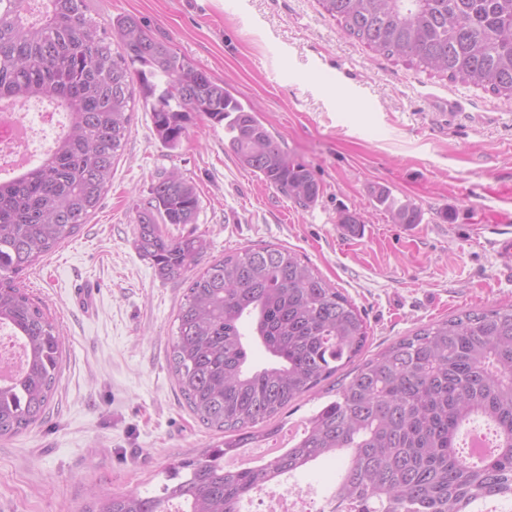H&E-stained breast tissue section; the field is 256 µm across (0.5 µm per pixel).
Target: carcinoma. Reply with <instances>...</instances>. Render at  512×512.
Masks as SVG:
<instances>
[{
  "label": "carcinoma",
  "instance_id": "carcinoma-1",
  "mask_svg": "<svg viewBox=\"0 0 512 512\" xmlns=\"http://www.w3.org/2000/svg\"><path fill=\"white\" fill-rule=\"evenodd\" d=\"M29 2L0 0V103L46 100L67 122L39 165L0 180V327L22 348L20 367L0 379V438L41 421L59 379L63 336L27 274L98 207L136 100L165 146L177 147L193 121L222 123L240 163L264 182L302 207L320 192L253 108L136 18L119 17L101 33L87 0H41L36 16ZM320 2L372 50L512 98V0ZM374 198L395 223H421V211L389 190ZM199 206L195 186L175 171L136 204L138 248L159 277L201 264L204 236L162 228L193 223ZM246 321L269 357L261 369L247 366ZM175 323L179 392L224 439L171 465L154 493L94 491L91 512H239L273 479L335 457L345 463L328 512H480L488 500H512V305L431 322L356 366L291 446L250 470L225 459L276 436L283 409L355 362L369 340L363 316L296 252L264 245L207 262ZM477 420L497 445L475 460L463 440Z\"/></svg>",
  "mask_w": 512,
  "mask_h": 512
}]
</instances>
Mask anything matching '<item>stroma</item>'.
<instances>
[{"instance_id": "stroma-1", "label": "stroma", "mask_w": 512, "mask_h": 512, "mask_svg": "<svg viewBox=\"0 0 512 512\" xmlns=\"http://www.w3.org/2000/svg\"><path fill=\"white\" fill-rule=\"evenodd\" d=\"M104 27L132 16L251 105L320 185L295 204L241 165L223 126L197 123L179 146L136 109L112 185L80 232L42 258L29 290L64 336L42 422L0 439V512H85L92 488H157L172 463L219 439L188 410L170 369L187 276L160 278L138 249L135 205L160 174L197 189L209 258L291 249L358 307L367 357L436 320L512 304V272L491 241L511 204L482 191L483 170L512 181V100L415 71L344 35L318 0H88ZM384 187L418 206L397 224ZM358 215L360 233L339 217ZM376 202L388 211L397 224H418L422 221L421 211L411 202H401L391 195L385 188L375 192Z\"/></svg>"}]
</instances>
